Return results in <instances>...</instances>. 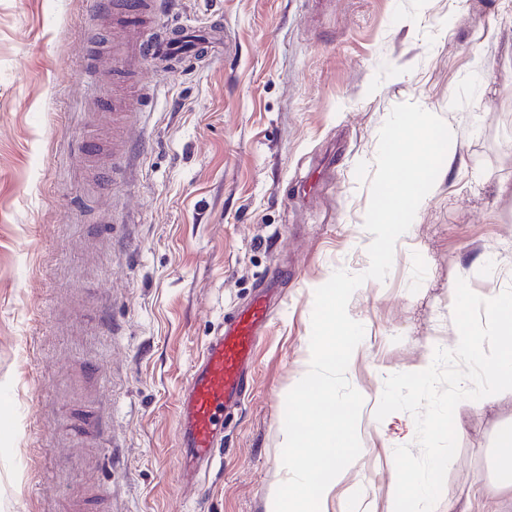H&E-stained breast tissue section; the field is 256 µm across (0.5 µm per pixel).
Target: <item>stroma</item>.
I'll list each match as a JSON object with an SVG mask.
<instances>
[{"label": "stroma", "instance_id": "1", "mask_svg": "<svg viewBox=\"0 0 512 512\" xmlns=\"http://www.w3.org/2000/svg\"><path fill=\"white\" fill-rule=\"evenodd\" d=\"M121 18L91 0H0V512H266L287 478L280 414L310 358L314 292L367 270L379 132L413 102L453 128L452 162L386 279L349 301L362 450L326 502L385 512L394 450L416 435L410 413L376 420L386 377L452 348L457 279L485 299L512 286V0H171L149 29H219L223 53L174 72L145 57L123 83H90ZM119 86L133 93L120 153L102 109ZM103 224L130 225L134 249ZM272 279L244 402L216 464L182 487L180 388ZM102 405L108 449L77 430ZM510 425L511 390L458 404L433 512L452 498L512 512L494 453Z\"/></svg>", "mask_w": 512, "mask_h": 512}]
</instances>
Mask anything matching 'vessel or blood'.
<instances>
[{
    "label": "vessel or blood",
    "instance_id": "obj_1",
    "mask_svg": "<svg viewBox=\"0 0 512 512\" xmlns=\"http://www.w3.org/2000/svg\"><path fill=\"white\" fill-rule=\"evenodd\" d=\"M188 35L183 27L165 31L149 42L147 49L155 60H169ZM269 309V301L262 297L226 320L223 330L205 343L185 380L178 425L184 482H194L202 467L215 461V443L224 433V413L241 405L246 396L247 374L253 368Z\"/></svg>",
    "mask_w": 512,
    "mask_h": 512
}]
</instances>
